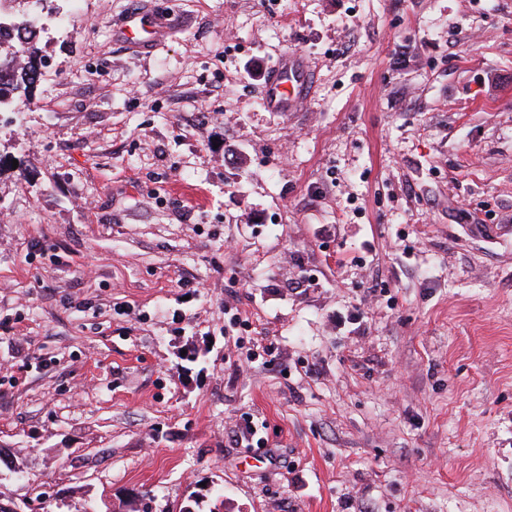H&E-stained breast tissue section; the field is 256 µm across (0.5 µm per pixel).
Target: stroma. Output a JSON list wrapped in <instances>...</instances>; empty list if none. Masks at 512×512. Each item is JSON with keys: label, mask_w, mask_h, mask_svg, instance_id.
<instances>
[{"label": "stroma", "mask_w": 512, "mask_h": 512, "mask_svg": "<svg viewBox=\"0 0 512 512\" xmlns=\"http://www.w3.org/2000/svg\"><path fill=\"white\" fill-rule=\"evenodd\" d=\"M133 1L0 114V500L512 512V0ZM173 16H147L137 7H132L124 17L119 36L140 50H150L174 27ZM310 88V77L297 58L288 55L271 71L265 86L267 107L273 112H291Z\"/></svg>", "instance_id": "1"}]
</instances>
